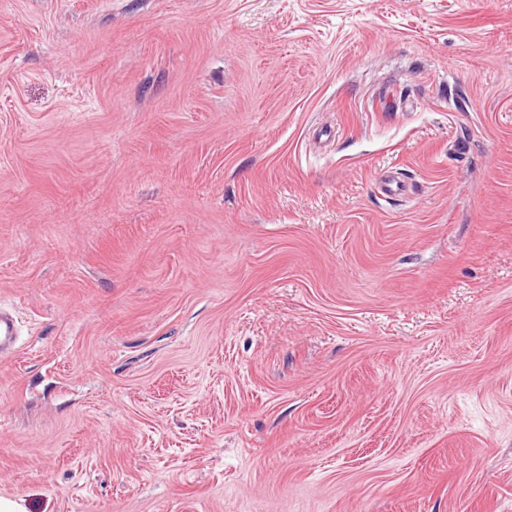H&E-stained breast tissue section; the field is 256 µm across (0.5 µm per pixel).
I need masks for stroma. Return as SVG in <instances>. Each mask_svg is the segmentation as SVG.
Returning <instances> with one entry per match:
<instances>
[{"label":"stroma","instance_id":"35a3bbf8","mask_svg":"<svg viewBox=\"0 0 512 512\" xmlns=\"http://www.w3.org/2000/svg\"><path fill=\"white\" fill-rule=\"evenodd\" d=\"M1 302L27 512H512V0H0ZM17 335L18 327L13 317L6 312H0V352L2 354L14 348Z\"/></svg>","mask_w":512,"mask_h":512}]
</instances>
